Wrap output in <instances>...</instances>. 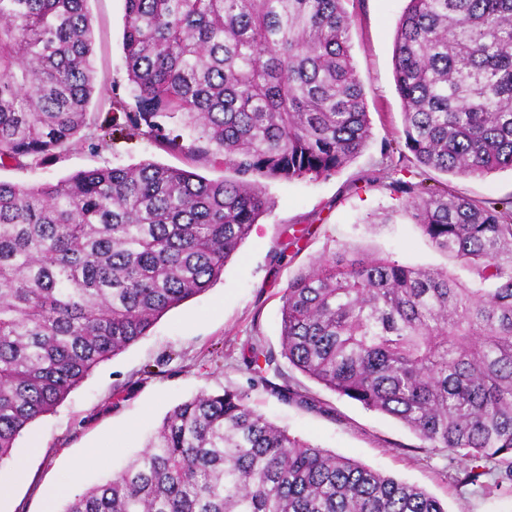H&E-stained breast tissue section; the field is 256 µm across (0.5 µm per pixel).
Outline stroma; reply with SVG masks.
Returning a JSON list of instances; mask_svg holds the SVG:
<instances>
[{
  "instance_id": "35a3bbf8",
  "label": "stroma",
  "mask_w": 512,
  "mask_h": 512,
  "mask_svg": "<svg viewBox=\"0 0 512 512\" xmlns=\"http://www.w3.org/2000/svg\"><path fill=\"white\" fill-rule=\"evenodd\" d=\"M408 0H345L352 18L350 53L365 89L371 137L338 172L317 179L264 180L270 210L225 265L212 287L170 310L148 336L101 363L51 413L19 438L12 455L26 461L24 478L0 468V483L12 491L0 512H42L43 493L68 482L80 493L120 470L141 451L165 414L200 393L224 388L245 391L252 406L276 424L312 444L353 458L385 474L413 483L441 501L448 512H512V483L495 486L490 475L463 482L466 462L422 447L394 418L337 395L282 358L281 295L289 280L338 252L388 258L412 267H442L461 280L470 273L436 251L388 187L390 158L385 140L400 135L402 104L393 70L395 34ZM96 75L94 110L111 119L108 99L135 111L127 79L122 34L125 0H88ZM144 160L183 168V154L165 152L148 137L114 136L92 146L70 147L42 166H0V181L20 186L53 182L73 173L123 167ZM454 192L475 199L512 196V171L484 177H449ZM390 223H382L383 214ZM276 353L266 383L289 385L314 398L316 408L284 403L266 383L252 381L242 363L251 345ZM100 466L80 467L91 449Z\"/></svg>"
}]
</instances>
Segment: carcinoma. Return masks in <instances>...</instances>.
<instances>
[{
  "label": "carcinoma",
  "instance_id": "obj_1",
  "mask_svg": "<svg viewBox=\"0 0 512 512\" xmlns=\"http://www.w3.org/2000/svg\"><path fill=\"white\" fill-rule=\"evenodd\" d=\"M344 0H125L134 112L98 125L87 0H0V166L43 165L126 130L231 169L206 180L142 161L0 182V466L101 362L208 290L270 208L262 179L329 176L371 126ZM405 147L429 170H512V0H409L394 47ZM414 224L474 274L356 254L282 294L281 355L425 448L512 481V198L394 179ZM272 353L245 369L266 382ZM63 512H446L425 490L288 433L240 390L174 406L120 471Z\"/></svg>",
  "mask_w": 512,
  "mask_h": 512
}]
</instances>
